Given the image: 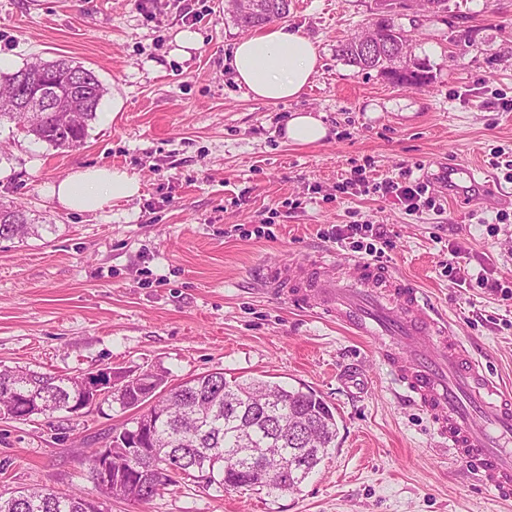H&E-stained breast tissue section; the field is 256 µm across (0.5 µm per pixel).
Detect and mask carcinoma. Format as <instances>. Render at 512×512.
<instances>
[{
	"label": "carcinoma",
	"instance_id": "obj_1",
	"mask_svg": "<svg viewBox=\"0 0 512 512\" xmlns=\"http://www.w3.org/2000/svg\"><path fill=\"white\" fill-rule=\"evenodd\" d=\"M287 16L286 10L266 9L249 26L261 27ZM338 53L349 64L364 70L385 72L392 67L382 52L368 56L350 39L340 44ZM43 71L51 72L60 81L74 71L87 75L82 111L73 113L64 125L46 112L41 124H36L14 100L13 72L0 76V124L10 122L25 135L55 149L76 150L86 142L89 124L95 120L105 89L93 70L65 60L40 64L29 72L30 84H39ZM45 228L53 230L33 223L22 207H0V239L23 241L41 236ZM155 378L157 384L165 385L168 372L161 369ZM155 385L131 388L120 397H107L105 403L129 411L149 397ZM78 391L79 383L69 377L51 376L26 366H3L0 415L26 421L30 406L37 402L46 416L62 413ZM151 413L158 419L141 436V443L154 450L150 465L155 480L144 485L135 472L127 471L125 480L105 491V495L145 502L180 479L201 480L219 492L251 488L248 470L252 457H264L274 465L279 451L288 453L285 479L288 491L294 492L336 447V417L324 399L309 390L288 389L263 379L228 380L222 372L200 375L169 388L151 407ZM87 499L88 495L80 490L61 493L45 484L23 488L7 499L0 497V512H89Z\"/></svg>",
	"mask_w": 512,
	"mask_h": 512
}]
</instances>
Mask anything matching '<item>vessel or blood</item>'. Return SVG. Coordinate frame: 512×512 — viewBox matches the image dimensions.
<instances>
[{
  "label": "vessel or blood",
  "instance_id": "vessel-or-blood-1",
  "mask_svg": "<svg viewBox=\"0 0 512 512\" xmlns=\"http://www.w3.org/2000/svg\"><path fill=\"white\" fill-rule=\"evenodd\" d=\"M452 192L478 196L473 169L451 166ZM266 288L301 308L328 312L380 350L395 383L426 410L457 458L474 465L482 483L512 499V392L474 358L443 317L388 265L318 258L302 274L274 268Z\"/></svg>",
  "mask_w": 512,
  "mask_h": 512
}]
</instances>
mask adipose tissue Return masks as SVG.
Listing matches in <instances>:
<instances>
[{"mask_svg":"<svg viewBox=\"0 0 512 512\" xmlns=\"http://www.w3.org/2000/svg\"><path fill=\"white\" fill-rule=\"evenodd\" d=\"M318 64L313 41L284 26L239 39L230 59L236 82L254 99L272 105L299 97L316 75ZM140 190L136 176L106 166L75 170L48 188L63 209L88 214L118 200H131Z\"/></svg>","mask_w":512,"mask_h":512,"instance_id":"1","label":"adipose tissue"}]
</instances>
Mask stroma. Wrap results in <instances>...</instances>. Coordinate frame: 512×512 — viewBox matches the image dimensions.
Returning <instances> with one entry per match:
<instances>
[{"label": "stroma", "instance_id": "obj_1", "mask_svg": "<svg viewBox=\"0 0 512 512\" xmlns=\"http://www.w3.org/2000/svg\"><path fill=\"white\" fill-rule=\"evenodd\" d=\"M376 2L291 0L284 24L314 41L321 67L300 97L271 105L247 96L226 62L244 36L228 0H0L1 71L80 63L114 113L70 152L0 129V203L56 227L0 240V365L63 377L161 368L172 385L210 372L262 378L313 390L336 415V446L300 491L188 480L146 503L107 500L108 512H512L408 403L379 351L257 285L267 266L353 258L333 227H380L383 262L512 387V298L444 273L455 243L469 273L512 286V0H448L438 20L400 11L411 45L396 65L421 62L420 87L339 56ZM185 29L201 39L187 56L175 42ZM299 111L322 114L325 141L286 142ZM451 164L478 167L489 190L449 195L433 176ZM101 165L136 174L140 195L94 214L48 199L50 183ZM407 169L427 185L415 211L378 188ZM126 419L109 407L0 419V495L44 484L95 493L88 452Z\"/></svg>", "mask_w": 512, "mask_h": 512}]
</instances>
